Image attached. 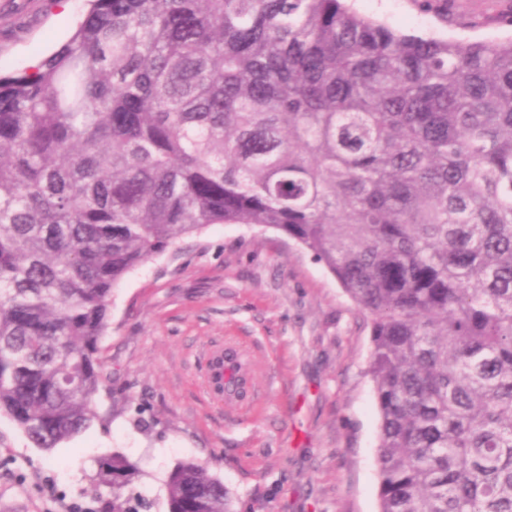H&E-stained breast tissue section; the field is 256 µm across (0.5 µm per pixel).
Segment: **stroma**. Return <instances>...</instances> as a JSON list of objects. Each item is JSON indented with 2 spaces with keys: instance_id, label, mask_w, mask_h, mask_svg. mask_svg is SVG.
Masks as SVG:
<instances>
[{
  "instance_id": "35a3bbf8",
  "label": "stroma",
  "mask_w": 512,
  "mask_h": 512,
  "mask_svg": "<svg viewBox=\"0 0 512 512\" xmlns=\"http://www.w3.org/2000/svg\"><path fill=\"white\" fill-rule=\"evenodd\" d=\"M407 34L512 35V0H352ZM83 0H0V74L63 41ZM248 351L257 400L213 402L204 353ZM371 319L286 236L214 224L128 275L100 343L97 417L49 451L0 415V512H94V461L135 462L137 512H167L165 480L192 460L221 479L232 512H378L379 413L368 374Z\"/></svg>"
}]
</instances>
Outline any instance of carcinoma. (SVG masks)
Returning a JSON list of instances; mask_svg holds the SVG:
<instances>
[{
  "mask_svg": "<svg viewBox=\"0 0 512 512\" xmlns=\"http://www.w3.org/2000/svg\"><path fill=\"white\" fill-rule=\"evenodd\" d=\"M0 77V415L95 417L114 288L213 224L278 231L371 318L379 512H512V36L348 0H88ZM137 467L96 463L98 512ZM167 512H230L191 460Z\"/></svg>",
  "mask_w": 512,
  "mask_h": 512,
  "instance_id": "carcinoma-1",
  "label": "carcinoma"
}]
</instances>
